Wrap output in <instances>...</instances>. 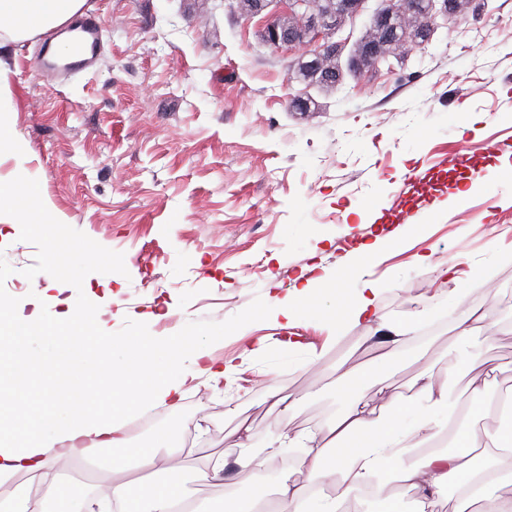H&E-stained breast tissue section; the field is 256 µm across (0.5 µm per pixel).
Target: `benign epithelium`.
<instances>
[{"label":"benign epithelium","instance_id":"benign-epithelium-1","mask_svg":"<svg viewBox=\"0 0 512 512\" xmlns=\"http://www.w3.org/2000/svg\"><path fill=\"white\" fill-rule=\"evenodd\" d=\"M221 2L238 18L263 16L261 39L267 48H313L312 67L304 72L329 90L409 53L441 28L468 30L488 9V0H287L284 7L282 0Z\"/></svg>","mask_w":512,"mask_h":512}]
</instances>
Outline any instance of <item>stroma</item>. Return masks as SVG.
I'll use <instances>...</instances> for the list:
<instances>
[{
	"mask_svg": "<svg viewBox=\"0 0 512 512\" xmlns=\"http://www.w3.org/2000/svg\"><path fill=\"white\" fill-rule=\"evenodd\" d=\"M490 5L467 36L440 35L425 57L333 92L290 77L305 50L265 47L264 18L243 21L209 0H86L82 18L104 32L97 64L54 85L40 66L52 31L12 44L0 63L26 155L0 167L23 166L58 221L11 224L0 208V303L47 294L94 310L101 335L187 336L232 367L223 390L196 381L177 408L131 414L149 424L130 446L166 429L175 443L170 472L135 469L132 479L176 478L208 512L226 496L247 503L254 483L272 493L283 478L305 479L272 463L220 484L199 470L351 408L336 367L376 356L368 327L333 330L332 288L286 329L272 301L305 267L353 264L360 243L394 230L397 244L356 274L374 282L379 320L416 329L378 372L390 392L409 394L423 369L453 368L451 406H471L474 359L498 390L512 387V208L499 206L512 193V0ZM464 147L477 151L476 168L457 164ZM461 181L478 188L450 201ZM55 244L67 248L58 280L47 275ZM456 262L462 276L441 277ZM460 294L491 313L466 341L443 315ZM74 375L85 411L120 405L104 375L61 359L41 379L59 414L71 401L56 382ZM274 390L293 412L273 407ZM244 421L254 437L239 446L230 433Z\"/></svg>",
	"mask_w": 512,
	"mask_h": 512,
	"instance_id": "35a3bbf8",
	"label": "stroma"
}]
</instances>
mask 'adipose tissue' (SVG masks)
Wrapping results in <instances>:
<instances>
[{
  "label": "adipose tissue",
  "instance_id": "adipose-tissue-1",
  "mask_svg": "<svg viewBox=\"0 0 512 512\" xmlns=\"http://www.w3.org/2000/svg\"><path fill=\"white\" fill-rule=\"evenodd\" d=\"M85 0H0V20L6 21L13 39L57 27L76 16ZM37 185L12 174L0 175V200L16 203L23 223L49 224L56 214L49 202L30 207L38 197ZM342 276L326 268L310 266L300 275L287 297L278 300L277 313L291 321L299 303L314 289L340 286ZM92 315L69 308L62 313L36 312L26 316L16 307L0 305V485L26 475L30 481L18 486L10 499L0 502V512H47L50 500L62 494V474H49L50 460L81 458L82 443L95 448L126 447V409H147L157 404L177 403L189 383L204 379L219 388L228 366L209 357L206 349L193 346L185 336H172L164 348L165 371L152 372L155 346L129 340L130 355L121 367L101 359L98 367L109 379L113 395L123 405L101 418L77 410L58 417L48 397L35 383L46 369L32 358L28 345L34 336L78 340L85 335ZM471 414L496 413L505 423L492 433L478 430L469 421L453 423L447 380L431 371L420 372L406 396L382 393L379 402H356L349 411L326 424L321 431L301 437L305 449L299 469L311 481H282L276 489L278 512H344L345 502L366 489L384 491L396 485L400 495L413 498L420 507L431 505L443 488L454 492L453 512H472L481 505L488 512H512V394L494 398L479 392ZM454 430L455 452L431 449V441ZM484 448L478 460L467 458L469 448ZM126 456L113 457L98 492L102 512L111 504L132 507L133 512H173L184 500L179 484L153 482L133 486L125 480ZM335 473L340 484L335 493L316 490L314 481ZM45 482L42 496L33 497L31 480Z\"/></svg>",
  "mask_w": 512,
  "mask_h": 512
}]
</instances>
